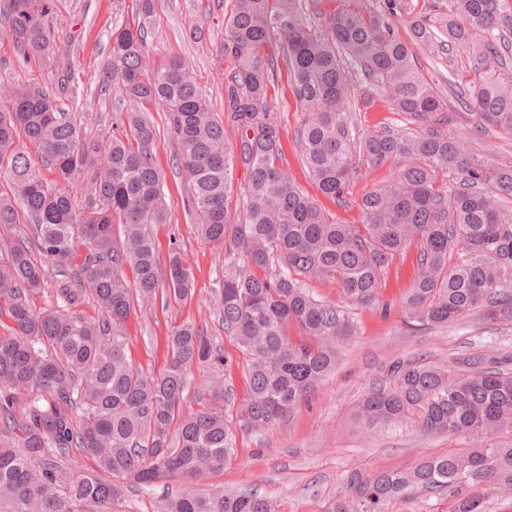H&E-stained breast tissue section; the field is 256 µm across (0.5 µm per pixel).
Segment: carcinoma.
<instances>
[{
	"instance_id": "carcinoma-1",
	"label": "carcinoma",
	"mask_w": 512,
	"mask_h": 512,
	"mask_svg": "<svg viewBox=\"0 0 512 512\" xmlns=\"http://www.w3.org/2000/svg\"><path fill=\"white\" fill-rule=\"evenodd\" d=\"M137 26L112 30L100 91L166 113L190 208L204 238L229 258L218 292L224 331L247 356L248 397L214 373L226 362L192 323L168 336L160 374L127 358L123 331L133 294L157 299L160 280L150 227L168 211L164 176L152 146L155 125L139 112L88 140L70 113L43 91L0 98V178L24 206L28 235L0 242V512H91L110 505L123 484L176 483L164 512H271L254 494L189 486L218 471L236 451L234 427L260 432L291 413L336 369L341 345L359 334L346 307L308 288L336 283L345 300L372 306L392 262L416 245L417 275L404 301L406 322L424 329L468 315L512 325V166H490L448 133V100L421 72L413 48L443 56L456 47L472 61L448 87L482 124L512 134V0H427L407 38L396 29L400 0L376 8L341 0L331 14L305 0H232L224 19V116L211 112L178 57L148 60L153 0H135ZM53 0H0V18L23 56L49 49ZM283 57L265 52L274 41ZM286 75L305 118L296 141L317 189L339 203L360 169L400 161L361 199L362 223L338 224L283 168L281 128L270 88ZM383 92L417 130L358 131L350 103L356 80ZM237 131L233 142L225 129ZM24 138L57 175L46 181L17 145ZM245 175L243 212L229 198ZM454 175L448 183L446 176ZM83 178L77 200L62 184ZM124 228L116 246L112 225ZM86 255L74 265L78 248ZM37 249L44 261L32 257ZM461 256L448 264L453 249ZM77 271H72L73 267ZM132 267L136 288L123 268ZM71 278L56 306L37 309L33 294L49 273ZM165 297L192 295V276L170 256ZM89 294L96 320L71 312ZM208 373L185 410L194 370ZM368 424L409 423L426 433L465 436L460 452L409 470L347 476V494L330 512H386L425 491L448 498L450 512H485L483 490L512 486V368L469 355L452 370L397 361L390 382L373 385L361 405ZM94 461L71 466L76 454Z\"/></svg>"
}]
</instances>
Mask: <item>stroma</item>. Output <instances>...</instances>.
<instances>
[{
    "instance_id": "stroma-1",
    "label": "stroma",
    "mask_w": 512,
    "mask_h": 512,
    "mask_svg": "<svg viewBox=\"0 0 512 512\" xmlns=\"http://www.w3.org/2000/svg\"><path fill=\"white\" fill-rule=\"evenodd\" d=\"M50 18V48L45 56L23 59L13 36L0 22V89L38 88L57 96L61 106L76 112L84 135L111 132L127 109L125 102L99 95L112 28L131 20L134 0H55ZM148 37L154 59L181 56L215 112L224 110V74L232 66L222 51L224 15L231 0H154ZM282 129L284 165L296 183L338 223L361 221L359 204L373 186L389 179L398 164L361 169L345 203L320 198L297 151L294 135L304 114L286 80L271 90ZM360 130L383 126L404 128L407 117L377 97L371 106L352 101ZM146 117L157 128L154 160L165 176L164 192L170 220L151 227L160 275H167L172 252H180L190 269L194 294L184 301L134 303L126 323L131 361L152 373L163 371L167 337L173 325L190 322L202 327L224 351L222 374L237 398H245L246 357L219 320L217 295L224 282V253L200 234L184 207L187 186L176 167V140L164 112L149 107ZM451 134L494 165H512V135L481 129L476 115L465 109L451 113ZM416 273L414 252L395 260L382 280L377 307H352L361 326L359 336L344 343L335 370L321 380L289 415L261 432H237V454L222 470L205 473L196 488H224L266 495L274 512H329L346 493L345 477L353 470L371 476L391 469H408L428 456L468 448V438L427 434L407 425H374L356 421L355 411L373 383L388 378L392 362L426 360L443 368L454 359L478 351L492 357L512 356V326L470 316L445 327L413 329L406 325L401 303Z\"/></svg>"
}]
</instances>
